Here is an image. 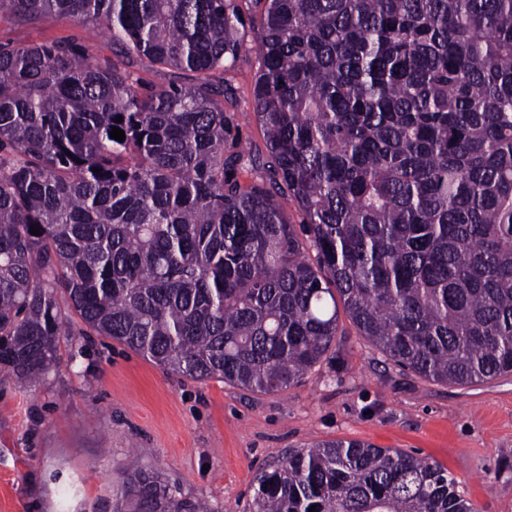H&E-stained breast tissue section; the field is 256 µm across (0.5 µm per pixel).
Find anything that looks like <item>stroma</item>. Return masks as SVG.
Listing matches in <instances>:
<instances>
[{
    "instance_id": "1",
    "label": "stroma",
    "mask_w": 512,
    "mask_h": 512,
    "mask_svg": "<svg viewBox=\"0 0 512 512\" xmlns=\"http://www.w3.org/2000/svg\"><path fill=\"white\" fill-rule=\"evenodd\" d=\"M85 46L115 60L111 40L70 17L0 13V44ZM259 71L246 50L219 82L230 137L265 156L252 107ZM339 365L297 387L254 393L192 381L97 336H66L39 385L0 374V512H113L126 472L159 469L215 512H244L258 470L285 451L347 439L434 461L476 512H512V375L438 384L385 361L348 319Z\"/></svg>"
}]
</instances>
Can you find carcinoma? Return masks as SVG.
<instances>
[{
	"label": "carcinoma",
	"mask_w": 512,
	"mask_h": 512,
	"mask_svg": "<svg viewBox=\"0 0 512 512\" xmlns=\"http://www.w3.org/2000/svg\"><path fill=\"white\" fill-rule=\"evenodd\" d=\"M241 2L0 0L124 58L0 44V370L43 380L76 331L276 393L336 360L342 310L419 377L511 374L512 0H263L265 162L229 141L213 81L245 47ZM143 65L198 78L153 88ZM255 482L248 512H473L439 464L356 440ZM115 512L215 510L140 468Z\"/></svg>",
	"instance_id": "carcinoma-1"
}]
</instances>
